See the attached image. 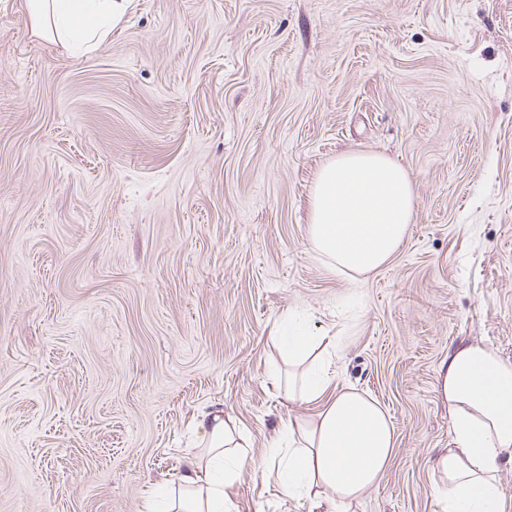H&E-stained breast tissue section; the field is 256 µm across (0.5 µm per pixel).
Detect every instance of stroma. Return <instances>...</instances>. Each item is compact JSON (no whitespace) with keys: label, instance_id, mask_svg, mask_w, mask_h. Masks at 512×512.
I'll return each mask as SVG.
<instances>
[{"label":"stroma","instance_id":"obj_1","mask_svg":"<svg viewBox=\"0 0 512 512\" xmlns=\"http://www.w3.org/2000/svg\"><path fill=\"white\" fill-rule=\"evenodd\" d=\"M354 152L416 195L369 274L310 243ZM288 314L394 427L350 512H443L438 370L462 340L512 363V0H132L89 52L0 0V512H155L204 411L250 437L230 512H338L277 477L313 410L275 384Z\"/></svg>","mask_w":512,"mask_h":512}]
</instances>
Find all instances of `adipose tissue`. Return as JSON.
I'll return each mask as SVG.
<instances>
[{"instance_id": "adipose-tissue-1", "label": "adipose tissue", "mask_w": 512, "mask_h": 512, "mask_svg": "<svg viewBox=\"0 0 512 512\" xmlns=\"http://www.w3.org/2000/svg\"><path fill=\"white\" fill-rule=\"evenodd\" d=\"M35 30L63 44H101L125 15L129 0H26ZM415 206L405 170L384 154L337 156L318 173L311 200L313 251L338 270L364 274L390 261L403 244ZM326 374L305 372L285 387L291 400L322 401L310 419L292 421L297 446L281 471L286 494L341 504L376 484L394 451L385 410L348 388L327 395ZM448 402L455 445L435 465L434 492L445 512H503L501 465L512 458V364L477 342L460 343L438 374ZM202 458L192 462L169 502V512H228L226 489L246 460L249 437L229 418L202 413Z\"/></svg>"}]
</instances>
